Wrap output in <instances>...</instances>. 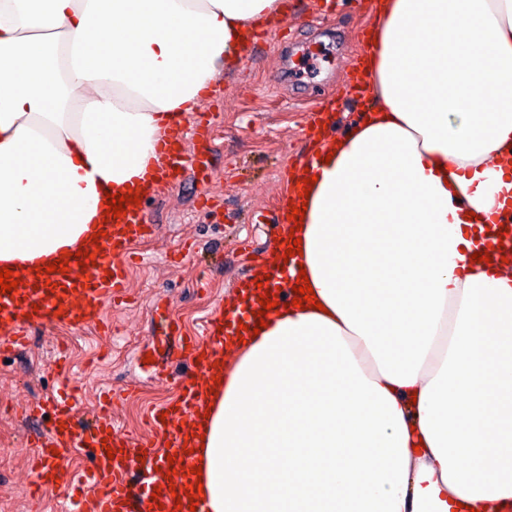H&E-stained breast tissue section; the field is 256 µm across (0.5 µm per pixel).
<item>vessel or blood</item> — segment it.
<instances>
[{
  "label": "vessel or blood",
  "instance_id": "1",
  "mask_svg": "<svg viewBox=\"0 0 512 512\" xmlns=\"http://www.w3.org/2000/svg\"><path fill=\"white\" fill-rule=\"evenodd\" d=\"M332 104L331 98H322L309 111V137L322 135ZM210 135L211 125L207 122H196L190 129L179 120L169 123L157 145V161L139 194L140 204H127L126 215L109 218L94 265L85 268L72 259L66 273H32L26 287L10 295L0 294V326H84L100 321L106 304L126 288V257L135 244L156 233L147 197L180 180L182 171L197 165V156L187 149L188 139L206 141ZM287 248L285 241H270L268 250L275 258L265 266L266 279L259 285L250 279L240 281L237 303L207 319L201 335H184L176 315L165 318L166 353L194 363L195 369L192 374L177 378L178 393L173 400L151 409L155 441L132 442L102 411L92 414L84 426H76L73 389L70 380H63L62 393L49 412V425L35 442L38 486H49L51 478L58 475L59 465L79 453L91 462L85 476L88 490L81 498L70 501L67 512H205L201 506L193 511L178 508L175 496L184 493L191 479L181 476L176 482H169L158 467L170 457L176 466L193 467L195 457L185 453L183 445L203 421L210 369L224 356L225 337L236 335L239 325L255 326L262 291H269L271 299L281 302L292 297L288 268L276 263ZM110 449L115 452L111 458L106 455ZM156 490L161 493L157 499L152 496Z\"/></svg>",
  "mask_w": 512,
  "mask_h": 512
}]
</instances>
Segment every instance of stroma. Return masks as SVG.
Wrapping results in <instances>:
<instances>
[{
    "instance_id": "1",
    "label": "stroma",
    "mask_w": 512,
    "mask_h": 512,
    "mask_svg": "<svg viewBox=\"0 0 512 512\" xmlns=\"http://www.w3.org/2000/svg\"><path fill=\"white\" fill-rule=\"evenodd\" d=\"M321 6L291 0L288 19L264 25L239 66L216 80L198 113L213 124V138L193 147L210 158V175L201 181L187 173L150 202L157 233L136 244L128 295L106 305L103 324L34 327L25 347L0 355V512H56L62 494L35 489L33 443L46 422L28 417V406L49 400L66 376L78 391L77 419L109 389L117 424L132 438L150 436L145 408L175 392L143 364L162 333L157 303L197 333L207 316L235 303V281L263 271L271 227L250 223L249 214L281 198L283 172L311 149L307 110L317 94L342 89L370 37L368 0H345L332 13ZM201 192L210 208L198 206ZM245 240L252 243L247 255L239 250Z\"/></svg>"
}]
</instances>
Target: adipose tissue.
I'll use <instances>...</instances> for the list:
<instances>
[{
	"mask_svg": "<svg viewBox=\"0 0 512 512\" xmlns=\"http://www.w3.org/2000/svg\"><path fill=\"white\" fill-rule=\"evenodd\" d=\"M280 0H0V267L92 245L170 113ZM371 108L303 218L320 309L237 344L196 451L208 512H512V0H375ZM474 219H466V212ZM505 227H509L508 234H504ZM494 238L495 242L492 248L482 250L481 256H486V253H491L494 260H500L502 256H506L509 261L512 260V224H495L494 225ZM499 232V235H496ZM500 236H503V247L498 248L500 243ZM508 272L512 271V261L506 266Z\"/></svg>",
	"mask_w": 512,
	"mask_h": 512,
	"instance_id": "1",
	"label": "adipose tissue"
}]
</instances>
